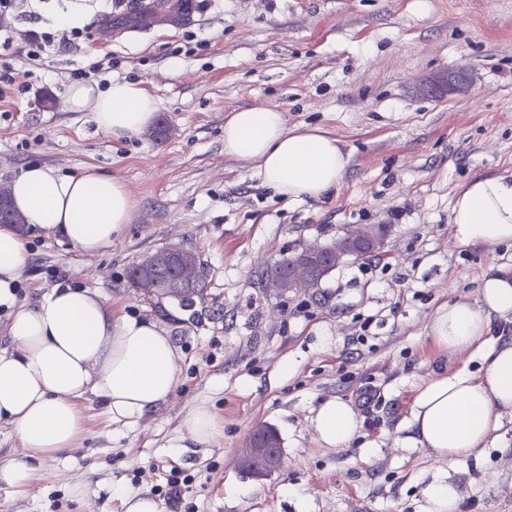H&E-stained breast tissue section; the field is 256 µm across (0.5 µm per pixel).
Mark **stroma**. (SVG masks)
Instances as JSON below:
<instances>
[{"instance_id":"1","label":"stroma","mask_w":512,"mask_h":512,"mask_svg":"<svg viewBox=\"0 0 512 512\" xmlns=\"http://www.w3.org/2000/svg\"><path fill=\"white\" fill-rule=\"evenodd\" d=\"M145 3L126 0L107 21L84 0L76 49L15 59L19 76L0 101V184L32 163L126 183L131 221L102 252L29 232L17 295L33 304L60 283L87 287L116 313L159 323L180 352L177 386L134 424L86 395L82 437L35 460L26 493L0 486V512H125L119 487L162 512H423L441 477L460 489V512H512V416L479 457L452 466L403 441L418 386L478 366L436 346L435 311L473 300L491 268L512 264L511 245L458 244L450 224L469 180L512 181V0H209L176 25L145 23ZM69 5L17 0L0 24L18 38L51 32ZM107 58L111 71L98 72ZM78 69L102 90L145 87L166 139H115L90 113L67 111ZM458 69L465 91L417 94L421 79ZM262 107L283 112L288 130L338 141L349 163L336 191L291 201L263 184L256 162L225 155L230 112ZM363 224L387 227L376 266L348 258L310 290L262 284L263 268L303 244ZM173 244L196 253L206 284L190 307L146 301L127 282L134 264ZM330 398L362 419L349 447L321 444L311 426ZM199 407L219 433L183 443ZM260 424L283 451L264 480L237 468ZM173 477L181 492L170 498Z\"/></svg>"}]
</instances>
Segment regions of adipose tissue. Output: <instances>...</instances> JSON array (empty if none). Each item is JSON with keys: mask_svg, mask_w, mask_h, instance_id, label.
Here are the masks:
<instances>
[{"mask_svg": "<svg viewBox=\"0 0 512 512\" xmlns=\"http://www.w3.org/2000/svg\"><path fill=\"white\" fill-rule=\"evenodd\" d=\"M71 112L89 111L98 130L132 138L154 121L157 100L144 87L92 83L70 88ZM225 155L256 161L263 183L297 200L334 191L348 163L335 139L314 130L288 131L274 108L234 111L224 124ZM14 207L28 225L61 236L87 253L106 249L129 224L134 201L116 177L89 172L58 176L32 165L10 185ZM463 245L512 243V181L499 176L471 180L451 211ZM29 259L28 238L0 226V308L10 312V344L0 348V422L10 424L21 455L0 463V485L28 491L35 457L74 447L83 432L78 402L102 398L113 421L138 422L172 395L178 350L168 331L112 311L92 288L57 286L30 306L17 284ZM512 319V266L491 269L472 301H453L435 314L429 334L452 357L470 354L477 371L460 368L423 381L406 421L409 442L455 463L477 455L512 415V339L491 338L494 319ZM312 426L320 442L347 447L362 421L354 407L333 398L317 410Z\"/></svg>", "mask_w": 512, "mask_h": 512, "instance_id": "ef3b65f1", "label": "adipose tissue"}]
</instances>
